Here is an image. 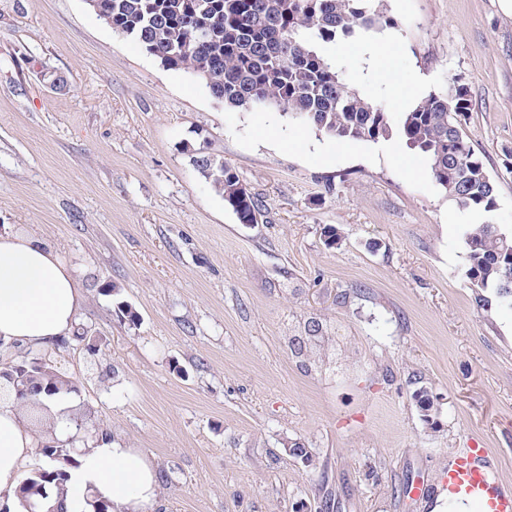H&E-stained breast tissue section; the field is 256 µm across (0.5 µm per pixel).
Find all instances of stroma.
<instances>
[{"label":"stroma","mask_w":512,"mask_h":512,"mask_svg":"<svg viewBox=\"0 0 512 512\" xmlns=\"http://www.w3.org/2000/svg\"><path fill=\"white\" fill-rule=\"evenodd\" d=\"M382 8L394 26L325 55L394 114L409 85H465L489 219L512 235V17L499 0ZM386 39L384 67L368 47ZM201 153L261 200L257 223L194 168ZM467 225L410 149L226 107L86 0H0V232L40 238L81 283L99 352L57 353L80 388L67 404L155 458L160 512H431L415 483L440 485L471 447L512 486V310L477 304ZM310 318L330 342L308 368L288 339Z\"/></svg>","instance_id":"obj_1"}]
</instances>
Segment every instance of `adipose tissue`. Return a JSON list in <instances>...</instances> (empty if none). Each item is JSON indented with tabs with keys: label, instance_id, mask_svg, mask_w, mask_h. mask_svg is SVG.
Here are the masks:
<instances>
[{
	"label": "adipose tissue",
	"instance_id": "ef3b65f1",
	"mask_svg": "<svg viewBox=\"0 0 512 512\" xmlns=\"http://www.w3.org/2000/svg\"><path fill=\"white\" fill-rule=\"evenodd\" d=\"M85 301L81 286L40 240L0 234V342L51 347L67 339ZM37 440L11 402H0V512H17V491ZM66 512H92L87 491L112 512H156L160 484L153 458L107 436L82 443L67 466Z\"/></svg>",
	"mask_w": 512,
	"mask_h": 512
}]
</instances>
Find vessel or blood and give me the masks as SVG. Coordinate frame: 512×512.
I'll return each instance as SVG.
<instances>
[{
    "label": "vessel or blood",
    "mask_w": 512,
    "mask_h": 512,
    "mask_svg": "<svg viewBox=\"0 0 512 512\" xmlns=\"http://www.w3.org/2000/svg\"><path fill=\"white\" fill-rule=\"evenodd\" d=\"M490 452L482 447L457 452L443 470V487L452 495L471 498L481 512H512V488L493 474Z\"/></svg>",
    "instance_id": "vessel-or-blood-1"
}]
</instances>
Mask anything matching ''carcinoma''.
<instances>
[{"label": "carcinoma", "instance_id": "cac0c4a2", "mask_svg": "<svg viewBox=\"0 0 512 512\" xmlns=\"http://www.w3.org/2000/svg\"><path fill=\"white\" fill-rule=\"evenodd\" d=\"M97 15L116 32L137 41L172 70L192 74L224 105L246 111L277 108L341 140L377 142L399 137L424 155L433 179L462 209L490 213L496 186L483 160L465 139L462 122L470 111L467 89L432 94L394 117L350 87L323 46L339 37L380 29L391 19L371 0H97ZM205 39H197L200 26ZM194 167L235 211L242 224L261 214L258 199L238 175L213 154L192 158ZM465 276L480 291L491 290L512 306V236L489 222L470 224L463 233ZM323 325L304 324L291 340L299 357L312 358L325 343ZM78 385L57 368H28L0 384V396L13 399L45 431L55 427L45 400L78 393ZM44 465L23 476L20 506L44 509L47 488L61 487L71 450L47 441L38 450Z\"/></svg>", "mask_w": 512, "mask_h": 512}]
</instances>
